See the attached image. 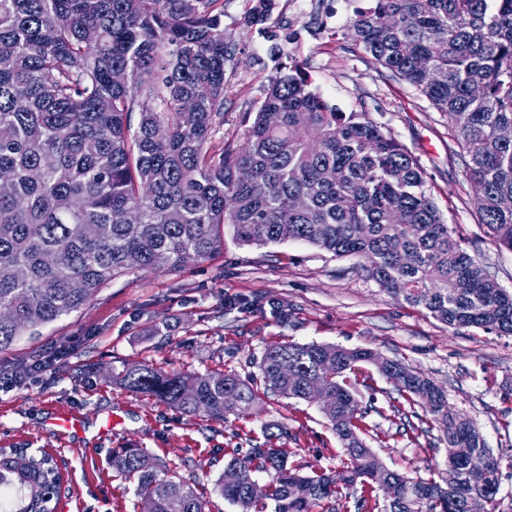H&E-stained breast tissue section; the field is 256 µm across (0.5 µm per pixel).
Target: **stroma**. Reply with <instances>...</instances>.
Here are the masks:
<instances>
[{
	"label": "stroma",
	"instance_id": "obj_1",
	"mask_svg": "<svg viewBox=\"0 0 512 512\" xmlns=\"http://www.w3.org/2000/svg\"><path fill=\"white\" fill-rule=\"evenodd\" d=\"M270 29L243 0H224L232 43L231 86L219 132L241 146L248 110L268 80L288 63V0ZM350 0L332 36L310 40L296 59L313 90L345 112H366L414 155L445 224L468 253L512 292V250L480 222L476 186L465 174L448 121L409 84L372 59L351 34ZM356 257H337L288 240L246 246L224 232V248L180 269L138 270L101 288L81 309L20 336L0 352V373L34 361L43 369L17 387L0 386V448L44 449L68 474L58 512H141L131 483L115 476L112 453L140 448L171 471L194 479L211 512H236L214 490L224 465L265 444L309 474L340 471L342 444L318 403L263 396L242 416L224 420L182 413L113 384L124 366L149 363L169 373L224 370L261 386L257 364L271 345L317 342L366 347L423 372L467 415L500 461V512H512V336L455 330L427 311L395 299ZM351 382L366 411L367 442L390 469L428 477L445 469L447 451L424 418L370 363ZM76 415L83 431L55 422ZM283 429L270 438L271 428Z\"/></svg>",
	"mask_w": 512,
	"mask_h": 512
}]
</instances>
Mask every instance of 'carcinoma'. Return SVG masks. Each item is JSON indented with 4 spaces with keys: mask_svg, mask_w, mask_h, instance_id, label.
Instances as JSON below:
<instances>
[{
    "mask_svg": "<svg viewBox=\"0 0 512 512\" xmlns=\"http://www.w3.org/2000/svg\"><path fill=\"white\" fill-rule=\"evenodd\" d=\"M355 41L448 117L465 173L480 189L481 223L512 250V0H366ZM221 0H0V351L26 330L78 310L133 270L176 269L224 247V227L248 246L291 239L366 260L370 278L453 329L512 335L501 288L445 224L418 160L366 112H343L309 90L294 62L271 78L246 142L216 138L229 57ZM98 40L85 42L88 29ZM129 74L125 85L112 72ZM190 100L187 124L181 105ZM138 114L137 125L131 124ZM368 348L288 342L265 349L266 392L304 401L321 383L322 412L344 452L339 475H302L276 448L226 463L214 490L238 512H334L342 489L384 473L381 512H496L500 467L484 437L430 378ZM374 364L429 417L448 450L445 471L409 478L387 468L363 435L349 374ZM122 388L185 414L222 420L254 404L234 373H166L135 364ZM473 454L485 470L468 467ZM148 454L124 448L112 469L153 512H206L207 501ZM272 479L260 497L254 474ZM57 479L39 457L0 451V512H46Z\"/></svg>",
    "mask_w": 512,
    "mask_h": 512,
    "instance_id": "1",
    "label": "carcinoma"
}]
</instances>
